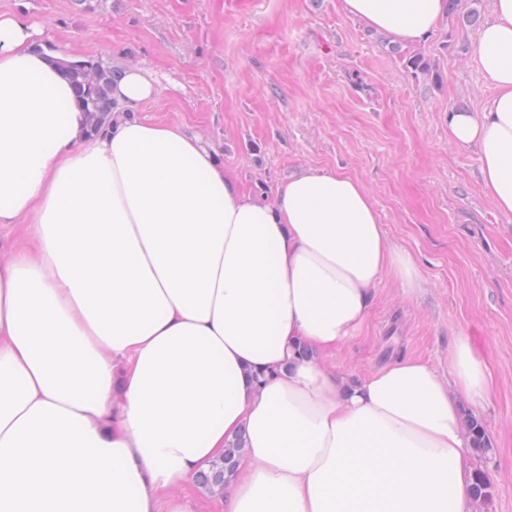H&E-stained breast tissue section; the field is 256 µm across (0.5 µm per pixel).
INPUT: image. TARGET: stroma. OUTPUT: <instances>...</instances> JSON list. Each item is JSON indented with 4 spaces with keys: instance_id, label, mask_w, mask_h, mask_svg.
Listing matches in <instances>:
<instances>
[{
    "instance_id": "1",
    "label": "stroma",
    "mask_w": 512,
    "mask_h": 512,
    "mask_svg": "<svg viewBox=\"0 0 512 512\" xmlns=\"http://www.w3.org/2000/svg\"><path fill=\"white\" fill-rule=\"evenodd\" d=\"M473 11L489 20L491 0H458L395 51L343 0H0V15L36 25L62 55L147 73L157 92L136 116L200 136L247 192L273 201L299 167L359 180L424 287L381 280L363 327L323 363L352 383L400 357L444 377L469 341L495 379L472 411L495 485L477 512H512V215L483 192L476 150L448 132L450 112L493 93L472 55ZM415 54L428 73L409 67Z\"/></svg>"
}]
</instances>
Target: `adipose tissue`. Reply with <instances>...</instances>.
I'll use <instances>...</instances> for the list:
<instances>
[{"instance_id": "obj_1", "label": "adipose tissue", "mask_w": 512, "mask_h": 512, "mask_svg": "<svg viewBox=\"0 0 512 512\" xmlns=\"http://www.w3.org/2000/svg\"><path fill=\"white\" fill-rule=\"evenodd\" d=\"M343 8L414 43L448 2ZM37 36L0 15V229L17 236L0 261V512H193L174 489L240 435L224 512H474L463 408L494 385L468 343L445 379L401 359L351 384L319 360L384 276L422 287L363 184L304 168L254 197L199 136L129 114L156 92L133 68L91 134ZM473 49L494 93L448 130L511 215L512 0H492Z\"/></svg>"}]
</instances>
